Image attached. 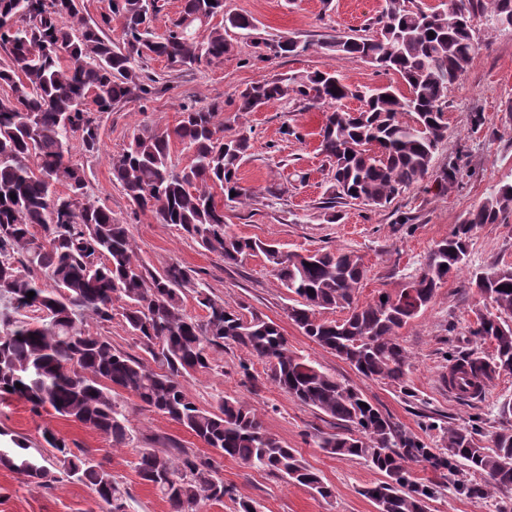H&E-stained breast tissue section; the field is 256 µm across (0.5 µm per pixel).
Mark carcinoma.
Wrapping results in <instances>:
<instances>
[{
    "label": "carcinoma",
    "mask_w": 512,
    "mask_h": 512,
    "mask_svg": "<svg viewBox=\"0 0 512 512\" xmlns=\"http://www.w3.org/2000/svg\"><path fill=\"white\" fill-rule=\"evenodd\" d=\"M158 11V0H108L94 21L85 18L79 0H0V47L10 58L0 66L5 90L0 96V399L23 400L36 413L50 408L125 445L133 436L129 414L118 400L124 392L219 456L331 497V487L297 450L265 428L248 402L222 396L204 407L189 394L186 378L212 369L214 354L235 345L268 364L270 379L282 391L346 428L322 432L315 443L329 455L362 459L382 475L363 491L378 512H427L437 484L413 478V464H425L475 498L511 488V427L495 432L489 448L481 445L475 424L445 429L440 448L399 432L360 391L296 355L267 316L209 294L179 265L151 270L136 254L129 225L87 198L85 171L72 161L71 151L77 140L84 151L98 152V115L159 92L157 80L136 69L137 60L210 67L234 49L228 39L233 32L254 44L261 61L324 50L398 76L395 85L371 88L347 84L330 68L274 75L247 86L235 99L242 113L283 100L332 108L318 136L338 198L384 207L429 175L448 140V88L477 54L474 17L480 14L495 28L511 31L512 0H448L442 9L417 0H385L373 22L376 34L319 44L258 37L255 20L224 11V0H184L179 17L162 34L151 27ZM114 22L122 30L119 43L109 35ZM349 98L361 102L359 110L339 107ZM174 141L191 153L189 164L173 161ZM249 149L246 130L224 134V102L214 100L183 112L173 128L143 124L135 129L112 159V181L139 210L159 224L180 227L228 267L262 254L293 295L288 318L306 336L361 375L406 388L410 362L399 330L467 266L478 228L509 223L512 182L491 188L448 237L435 243L420 273L401 289L361 304L357 294L365 266L359 255L343 249L283 251L241 237L225 224L224 204L245 205L253 196L238 176ZM59 185L67 193H57ZM470 281L490 306L477 313L470 335L490 341L493 352L455 356L449 376H457L463 396L512 373V291L503 290L512 286V265L477 269ZM30 291L35 292L31 298ZM187 293L205 309L204 318L183 312ZM117 302L128 332L150 360L91 332L92 326L112 321ZM337 308L347 311L344 319L320 318L322 311ZM43 439L47 447L35 454L12 439L13 446L0 448V468L39 486L64 476L87 487L101 512H126L128 492L102 462L74 453L50 430ZM461 466L482 482L456 479ZM137 473L161 494L169 512H201L207 502L226 497L237 501L238 512H259L254 500L224 483L212 458L188 448H142Z\"/></svg>",
    "instance_id": "1"
}]
</instances>
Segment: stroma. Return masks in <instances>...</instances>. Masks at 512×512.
I'll return each instance as SVG.
<instances>
[{
	"instance_id": "stroma-1",
	"label": "stroma",
	"mask_w": 512,
	"mask_h": 512,
	"mask_svg": "<svg viewBox=\"0 0 512 512\" xmlns=\"http://www.w3.org/2000/svg\"><path fill=\"white\" fill-rule=\"evenodd\" d=\"M227 10L253 17L262 37L293 36L313 43L342 34L357 33L380 14L383 0H224ZM478 53L467 72L448 90V141L433 161L435 174L460 163L457 183L440 190L434 178L411 187L390 205L375 208L355 202L336 204V223H327L325 204L335 195L331 168L318 150L317 132L323 111L297 110L282 102L242 114L234 100L250 83L275 74L336 69L349 84L375 87L389 83V75L353 59L331 58L320 53L286 57L273 62L256 60L250 44L235 41L223 62L200 70H174L161 59H147L140 67L159 79L163 89L148 101L120 104L101 115L99 152L74 147L72 159L88 178L91 202L111 210L128 224L138 256L156 272L177 264L191 269L205 290L224 301L249 305L275 321L297 354L320 363L339 380L356 388L378 406L399 430L422 438L429 447L441 445L442 431L450 425L481 421L485 434L512 425V374L501 375L481 397L461 399L448 389V369L457 351L481 348L470 331L485 302L470 283L475 269L512 264V223L487 224L474 234L468 269L439 288L434 301L409 326L399 341L410 356L407 390L384 380L369 379L336 354L314 343L288 317L292 300L270 273L264 256L246 259L240 266H225L222 258L202 248L179 227L160 224L150 213L139 211L123 188L112 180V159L128 142L134 128L148 122L174 127L184 108L214 99L224 103V124L232 131H251L250 155L239 177L253 193L247 205H228L225 221L242 237L274 242L285 251L305 253L345 248L363 259L366 276L359 302L372 301L379 292H395L417 275L434 244L447 237L466 212L477 206L489 189L512 182V32L498 31L476 17ZM482 113L484 124L472 129L473 113ZM296 127L302 139L286 136ZM409 223H401V216ZM249 361L254 382H247L238 364ZM185 385L200 404L220 394L250 403L261 414L267 430L304 460L333 490L331 498L313 496L301 486L240 462L215 457L214 451L166 416L144 409L131 396H123L133 439L116 448L105 434L81 426L48 410L33 413L28 403L0 401V444L11 438L40 447L41 433L52 429L70 448L90 451L105 462L115 479L129 492L128 512H168V506L136 472L142 448H189L214 457L225 483L234 485L260 506V512H376L364 497V487L379 476L363 460L334 457L317 448L313 437L337 431L331 418L295 401L269 378L267 365L250 358L235 346L225 347L213 370L188 377ZM0 512H98L91 492L82 484L61 481L43 487L23 476L0 469ZM429 512H512V490L488 499H477L448 487L429 502Z\"/></svg>"
}]
</instances>
